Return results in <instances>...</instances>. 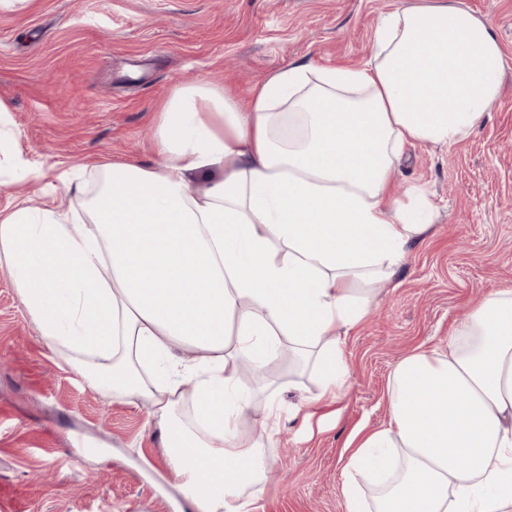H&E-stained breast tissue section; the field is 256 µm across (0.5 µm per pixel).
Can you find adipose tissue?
Here are the masks:
<instances>
[{
  "label": "adipose tissue",
  "mask_w": 512,
  "mask_h": 512,
  "mask_svg": "<svg viewBox=\"0 0 512 512\" xmlns=\"http://www.w3.org/2000/svg\"><path fill=\"white\" fill-rule=\"evenodd\" d=\"M504 68L489 22L440 0L386 14L361 68H281L245 105L212 83L174 87L154 166L107 164L80 211H61L42 170L10 155L38 195L0 209V262L89 385L150 403L194 512H253L265 479L281 404L266 394L245 426L239 360L268 368L288 350L317 374L311 402L342 389L341 333L432 223L421 189L395 194L396 160L466 138ZM193 178L202 193H188ZM388 405V426L344 465L347 512H512V289L486 295L447 347L400 359Z\"/></svg>",
  "instance_id": "obj_1"
}]
</instances>
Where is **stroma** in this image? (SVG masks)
I'll use <instances>...</instances> for the list:
<instances>
[{
	"instance_id": "1",
	"label": "stroma",
	"mask_w": 512,
	"mask_h": 512,
	"mask_svg": "<svg viewBox=\"0 0 512 512\" xmlns=\"http://www.w3.org/2000/svg\"><path fill=\"white\" fill-rule=\"evenodd\" d=\"M423 0H18L0 9V110L15 149L59 179L98 164L155 161L157 110L177 83L208 80L248 103L291 64L363 66L381 16ZM487 19L506 59L500 95L481 124L449 146L408 147L397 193L423 188L436 211L406 248L394 282L376 284L370 313L341 337L348 380L314 406L310 371L291 358L240 385L279 388L290 411L262 456L258 512H344L342 469L360 429L386 427L391 372L403 357L446 346L487 293L512 289V0H454ZM147 405L90 387L77 360L47 345L0 267V512H192L173 485Z\"/></svg>"
}]
</instances>
